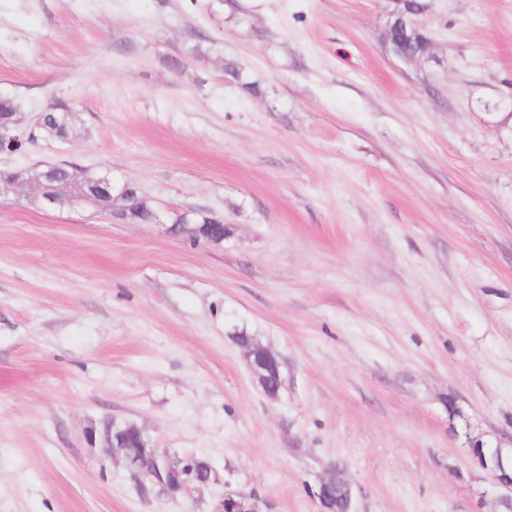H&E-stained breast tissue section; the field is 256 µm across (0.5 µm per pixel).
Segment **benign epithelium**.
I'll use <instances>...</instances> for the list:
<instances>
[{"instance_id": "1", "label": "benign epithelium", "mask_w": 512, "mask_h": 512, "mask_svg": "<svg viewBox=\"0 0 512 512\" xmlns=\"http://www.w3.org/2000/svg\"><path fill=\"white\" fill-rule=\"evenodd\" d=\"M393 9L388 14L384 33V44L389 55L404 63L418 61L416 57L402 53L397 42L391 39L392 33L411 32L416 34L423 28L424 10H410L407 0H392ZM23 136L22 128L0 121V146L18 142ZM125 192L129 184L118 186L112 181L108 172L100 173L96 185L86 189L74 188L65 194L59 191L47 192L43 185H32L23 194L31 202L39 204L44 209H55L64 206L87 203L96 195L108 194L116 188ZM221 234L211 236L204 233L203 224H165L163 229L170 234L189 238L193 242H203L210 245H221L232 235L229 224H220ZM232 338L243 352L244 359L252 376L261 391L270 399L279 396L283 381L279 357L268 347L242 331L232 333ZM101 442L105 447L114 450L124 460L125 467L135 480L139 492L148 497L152 494L175 495L190 488H200L212 481L213 470L209 469L193 477H185L173 465L169 455L153 454L154 471L143 472L138 467L137 454L132 449L146 450L153 448L150 436L134 424L109 422L104 426ZM470 450L478 465L487 471L492 478V502L495 512H512V448L501 443L488 445L476 439L470 441ZM341 496L344 512H357L356 501L358 492L353 482L343 469L337 465L329 468L327 475L321 479L316 495L319 512H333L332 505L336 496ZM218 512H272L268 501L253 492H228L220 500Z\"/></svg>"}]
</instances>
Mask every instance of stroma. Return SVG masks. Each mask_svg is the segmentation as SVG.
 Segmentation results:
<instances>
[{"label":"stroma","mask_w":512,"mask_h":512,"mask_svg":"<svg viewBox=\"0 0 512 512\" xmlns=\"http://www.w3.org/2000/svg\"><path fill=\"white\" fill-rule=\"evenodd\" d=\"M429 4L419 66L389 0H0V96L79 115L0 170L107 169L233 227L0 195V512H317L333 464L358 512H492L469 441L512 439V0ZM108 420L213 481L143 499ZM183 213H174L171 216V224H157L162 226L166 233L177 234L189 238L193 242H203L210 245H221L224 240L232 235V228L230 224H219L222 231L219 236H211L204 233V228L209 224H193V223H206L207 221H218L208 216H201L196 214H189L188 220L190 224H181L183 221ZM261 391L270 399L279 396L283 381L279 357L268 347L242 331L231 334ZM216 512H272L268 501L254 492H228L220 500Z\"/></svg>","instance_id":"obj_1"}]
</instances>
